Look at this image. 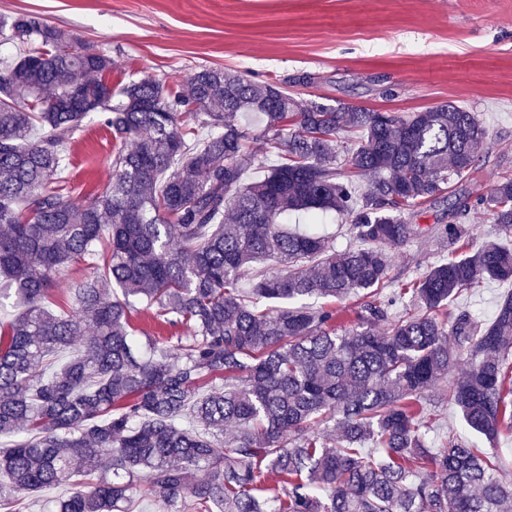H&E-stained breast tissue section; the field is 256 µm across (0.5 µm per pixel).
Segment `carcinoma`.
Wrapping results in <instances>:
<instances>
[{
  "instance_id": "carcinoma-1",
  "label": "carcinoma",
  "mask_w": 512,
  "mask_h": 512,
  "mask_svg": "<svg viewBox=\"0 0 512 512\" xmlns=\"http://www.w3.org/2000/svg\"><path fill=\"white\" fill-rule=\"evenodd\" d=\"M2 43L24 52L0 62V302L24 310L0 330V512L62 483L49 512H125L140 479L164 512H512L498 453L429 446L425 402L464 364L448 381L464 424L512 432V293L488 324L448 308L482 279L512 281V250L475 246L466 224L483 209L512 234V179L457 198L455 222L433 227L448 260L387 289L413 217L475 170V113L300 102L218 67L184 93L153 79L116 92L106 51L36 14L0 15ZM92 113L122 147L80 204L63 147ZM253 127L279 163L247 150ZM329 212L365 246L288 229L290 214ZM86 257L74 303L49 307L57 272ZM268 260L288 272L254 270ZM137 303L183 327L176 346L147 336L135 356Z\"/></svg>"
}]
</instances>
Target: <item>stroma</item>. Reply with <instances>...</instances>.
Wrapping results in <instances>:
<instances>
[{
    "label": "stroma",
    "mask_w": 512,
    "mask_h": 512,
    "mask_svg": "<svg viewBox=\"0 0 512 512\" xmlns=\"http://www.w3.org/2000/svg\"><path fill=\"white\" fill-rule=\"evenodd\" d=\"M33 13L104 48L113 87L152 78L186 88L203 67L277 81L300 100L410 113L442 102L475 112L487 131L476 169L455 191L489 193L512 178V0H0V14ZM115 142L96 117L70 139L65 172L82 203L111 176ZM429 204L421 233L392 254L389 283L421 279L448 255L427 229L451 222ZM512 281H484L455 302L491 322ZM437 420L431 447L448 433L470 439L447 384L429 392Z\"/></svg>",
    "instance_id": "stroma-1"
}]
</instances>
